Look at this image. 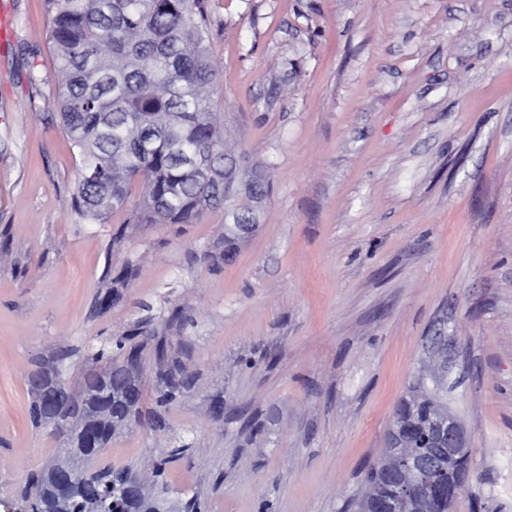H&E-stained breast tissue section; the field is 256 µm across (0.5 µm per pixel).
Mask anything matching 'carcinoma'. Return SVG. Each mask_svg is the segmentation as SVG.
<instances>
[{"instance_id": "carcinoma-1", "label": "carcinoma", "mask_w": 512, "mask_h": 512, "mask_svg": "<svg viewBox=\"0 0 512 512\" xmlns=\"http://www.w3.org/2000/svg\"><path fill=\"white\" fill-rule=\"evenodd\" d=\"M52 13V40L60 79L50 103L59 112L60 128L81 158L74 193V212L85 222H105L124 213L127 224H192L224 200V164L235 161L224 143V125L213 112L210 88L214 73L207 61L205 0H47ZM141 199L132 204L133 188ZM255 199H233V221L247 220ZM238 239L225 225L223 260L234 259ZM120 336L90 349L79 378L71 383L63 364L45 370L46 387L64 386L78 398L84 417L97 422L98 441L107 448L114 426L140 414L141 380L130 388L137 402H112V376L125 371L129 353ZM175 370L159 372L158 402L180 396ZM448 412L440 391L423 381L410 388L393 419L414 427V441ZM30 418L41 427L51 421L62 438L58 455L83 461L87 449L74 413L67 406L43 412L32 401ZM96 494L106 512H145L137 493L122 498L107 481L115 469H96ZM374 497L359 501L357 512L386 508L397 491L394 477L373 468L367 476ZM31 512H55L61 490L52 471L33 479Z\"/></svg>"}]
</instances>
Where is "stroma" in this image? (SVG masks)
Masks as SVG:
<instances>
[{
	"instance_id": "obj_1",
	"label": "stroma",
	"mask_w": 512,
	"mask_h": 512,
	"mask_svg": "<svg viewBox=\"0 0 512 512\" xmlns=\"http://www.w3.org/2000/svg\"><path fill=\"white\" fill-rule=\"evenodd\" d=\"M206 6L224 141L267 182L228 265L221 207L78 222L48 5L0 0V512L56 455L29 373L137 328L170 346L96 463L163 479L175 512H355L436 350L473 450L454 512H512V0ZM176 376L174 369H166L159 372V396L160 404L168 405L177 400L180 396V389L175 384Z\"/></svg>"
}]
</instances>
